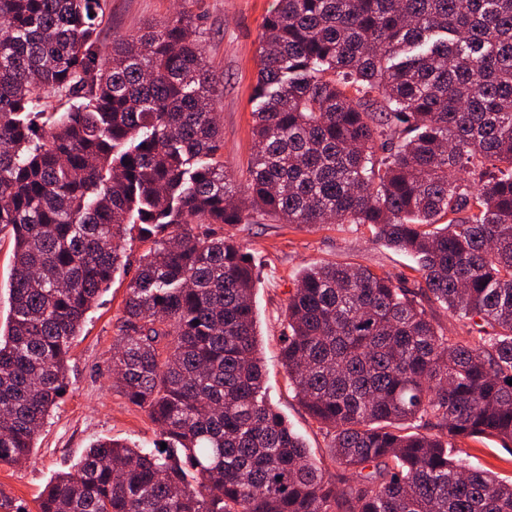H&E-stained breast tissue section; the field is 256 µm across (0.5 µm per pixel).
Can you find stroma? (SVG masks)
<instances>
[{
	"instance_id": "stroma-1",
	"label": "stroma",
	"mask_w": 512,
	"mask_h": 512,
	"mask_svg": "<svg viewBox=\"0 0 512 512\" xmlns=\"http://www.w3.org/2000/svg\"><path fill=\"white\" fill-rule=\"evenodd\" d=\"M181 5L199 16L205 54L224 84L216 105L224 128V164L238 185H245L252 157V94L261 26L276 0H106L102 36L108 40L161 26ZM232 232L252 254L259 274L255 306L268 400L304 439L310 454L325 458L330 437L289 390L281 360L280 335L295 279L314 262H356L395 277L409 273L412 260L372 241L356 224L299 229L269 216L233 227ZM125 248L129 263L114 273L98 306L89 312L71 350L68 392L45 420L30 460L0 465V492L29 512H34L39 495L54 477L69 471L96 441L117 439L149 448L158 437V425L127 400L110 371L127 285L146 246L130 238ZM466 449L475 465L512 478V441H471Z\"/></svg>"
}]
</instances>
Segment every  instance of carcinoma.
I'll use <instances>...</instances> for the list:
<instances>
[{
	"mask_svg": "<svg viewBox=\"0 0 512 512\" xmlns=\"http://www.w3.org/2000/svg\"><path fill=\"white\" fill-rule=\"evenodd\" d=\"M104 21L103 0H0V464L29 458L65 396L134 229L149 247L112 370L160 439L90 447L37 512H512V479L463 448L512 441V0H277L244 188L199 19L102 46ZM267 214L364 226L423 280L350 262L299 275L283 363L331 432L319 463L266 401L256 268L217 231ZM9 229L0 231V324L5 325L10 310L9 282L12 269V241Z\"/></svg>",
	"mask_w": 512,
	"mask_h": 512,
	"instance_id": "carcinoma-1",
	"label": "carcinoma"
}]
</instances>
